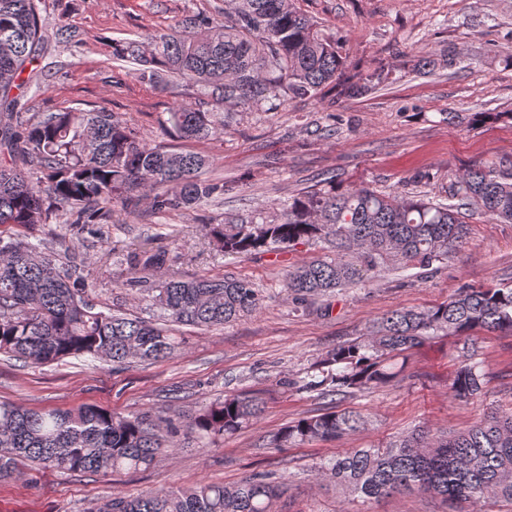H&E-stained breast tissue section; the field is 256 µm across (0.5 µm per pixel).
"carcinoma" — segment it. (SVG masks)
<instances>
[{"mask_svg": "<svg viewBox=\"0 0 512 512\" xmlns=\"http://www.w3.org/2000/svg\"><path fill=\"white\" fill-rule=\"evenodd\" d=\"M43 44L34 0H0V354L44 365L90 357L122 366L155 361L179 345L166 326L218 328L254 312L260 295L229 276L150 281L169 253L144 251L127 259L126 285L140 292L161 325L114 314L89 289L59 269L55 253L30 241L39 224L86 226L106 218L112 203L135 211L141 201L164 214L215 202L233 190L202 177L205 156L151 147L139 132L104 109L29 114L18 109L14 80ZM117 57L139 65L138 77L160 83L177 75L200 87L204 99L181 103L169 122L180 138L208 140L223 132L217 110L272 112L286 101L323 100L326 88L358 97L389 80L382 66L349 67L336 38L296 6V0H225L224 20L186 12L167 33L128 41ZM478 209L512 223V163L468 170L450 182L448 202L425 195L390 197L366 187L322 189L288 199L278 217L259 215L231 225L210 224L209 235L227 255H247L300 242L323 244L324 258L288 271L285 288L300 299L332 294L372 278L390 262L422 269L448 257L466 234L464 211ZM475 330L512 334V285H465L439 305L399 308L373 325L364 340L328 351L303 380L322 397L370 390L404 369L395 360L434 336L469 337ZM482 363L470 357L450 390L459 400L481 392ZM249 396L227 397L194 417L200 438L231 434L258 417ZM356 410H332L290 422L270 444L335 441L363 426ZM178 428L162 415H117L94 406L26 410L0 400V478L29 462L61 472L95 474L147 468L178 447ZM322 475L363 500L420 492L444 501L479 503L492 494L512 505V415L491 413L456 435L415 429L385 446L349 448L319 466ZM279 485L263 474L233 485L148 491L105 497L88 512H272Z\"/></svg>", "mask_w": 512, "mask_h": 512, "instance_id": "carcinoma-1", "label": "carcinoma"}]
</instances>
